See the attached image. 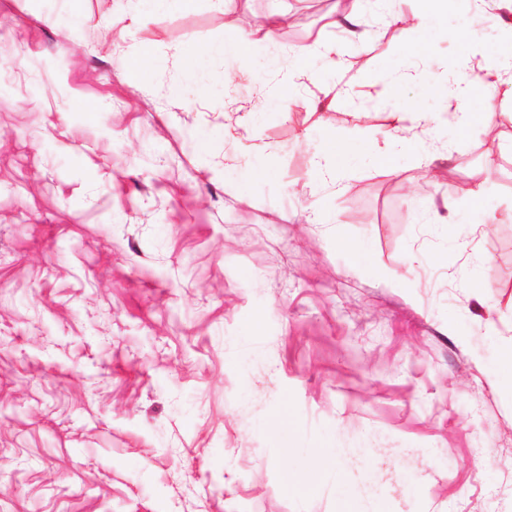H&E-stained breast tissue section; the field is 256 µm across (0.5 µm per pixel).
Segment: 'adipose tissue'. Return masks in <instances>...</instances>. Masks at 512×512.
Returning <instances> with one entry per match:
<instances>
[{"instance_id":"1","label":"adipose tissue","mask_w":512,"mask_h":512,"mask_svg":"<svg viewBox=\"0 0 512 512\" xmlns=\"http://www.w3.org/2000/svg\"><path fill=\"white\" fill-rule=\"evenodd\" d=\"M281 16L271 15L260 21L248 22L240 28L238 38L232 43H210L193 49V56H221L227 52H239L242 44L254 38L267 42L276 41L278 30L283 25ZM480 84L483 89V101L487 107H512V57L505 58L495 65L483 64L476 54H468L459 59L454 81L447 82L437 76L429 77L431 92L442 97L450 119L456 123H465L470 114L468 104L473 84ZM394 126L386 131L385 139L379 148L380 154H387L396 147H409L422 153L424 161H432L431 152L425 151L422 142L412 134L415 126L425 122L427 115L413 106L395 104L392 114Z\"/></svg>"}]
</instances>
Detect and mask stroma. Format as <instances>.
<instances>
[{
  "mask_svg": "<svg viewBox=\"0 0 512 512\" xmlns=\"http://www.w3.org/2000/svg\"><path fill=\"white\" fill-rule=\"evenodd\" d=\"M133 5L0 0V512H512V115L477 86L460 126L412 82L437 159L382 163L388 110L353 123L308 50L447 77L512 56L499 10L400 40L335 0ZM274 12L276 45L185 65ZM321 449L334 476L286 490ZM369 0H339L341 8L336 11L332 24L349 33H355V28L361 24L365 4ZM315 170L321 178L336 179L342 174L344 160L335 138L326 141L323 150L317 155L314 162Z\"/></svg>",
  "mask_w": 512,
  "mask_h": 512,
  "instance_id": "obj_1",
  "label": "stroma"
}]
</instances>
